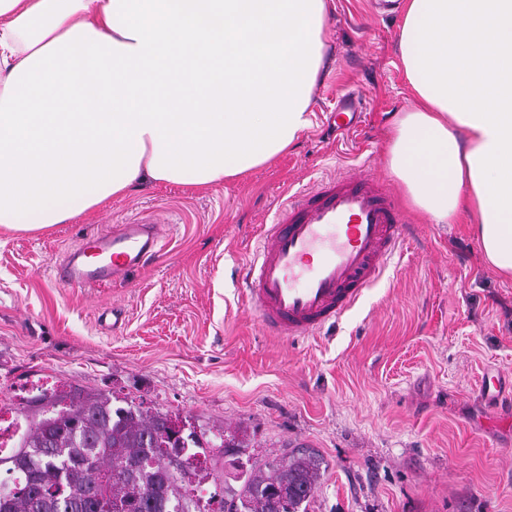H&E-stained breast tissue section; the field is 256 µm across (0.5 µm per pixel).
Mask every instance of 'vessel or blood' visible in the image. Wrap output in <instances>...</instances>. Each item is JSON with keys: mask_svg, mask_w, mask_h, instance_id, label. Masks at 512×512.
<instances>
[{"mask_svg": "<svg viewBox=\"0 0 512 512\" xmlns=\"http://www.w3.org/2000/svg\"><path fill=\"white\" fill-rule=\"evenodd\" d=\"M362 104L361 93L342 97L331 116L336 128H355ZM407 223L404 209L373 179L328 178L289 197L239 269L263 327L299 341L336 323L379 280ZM161 249L155 223L137 219L83 238L56 265V278L67 287L114 283Z\"/></svg>", "mask_w": 512, "mask_h": 512, "instance_id": "1", "label": "vessel or blood"}]
</instances>
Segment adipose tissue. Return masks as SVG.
Wrapping results in <instances>:
<instances>
[{
    "label": "adipose tissue",
    "mask_w": 512,
    "mask_h": 512,
    "mask_svg": "<svg viewBox=\"0 0 512 512\" xmlns=\"http://www.w3.org/2000/svg\"><path fill=\"white\" fill-rule=\"evenodd\" d=\"M326 20V0H0V226L269 164L311 125ZM398 48L414 105L386 165L510 277L512 0H404Z\"/></svg>",
    "instance_id": "1"
}]
</instances>
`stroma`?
<instances>
[{"label": "stroma", "mask_w": 512, "mask_h": 512, "mask_svg": "<svg viewBox=\"0 0 512 512\" xmlns=\"http://www.w3.org/2000/svg\"><path fill=\"white\" fill-rule=\"evenodd\" d=\"M327 10L313 124L272 164L206 187L150 181L43 231L0 227V401L66 382L240 432L261 463L309 449L307 512H512V278L468 225L408 210L413 233L377 283L302 341L266 332L240 293L238 269L287 197L354 173L404 197L384 156L392 115L413 104L400 15L374 0ZM358 89V128L329 127ZM139 218L159 224L158 257L101 288L54 282L85 235ZM494 377L493 405L481 387Z\"/></svg>", "instance_id": "35a3bbf8"}]
</instances>
